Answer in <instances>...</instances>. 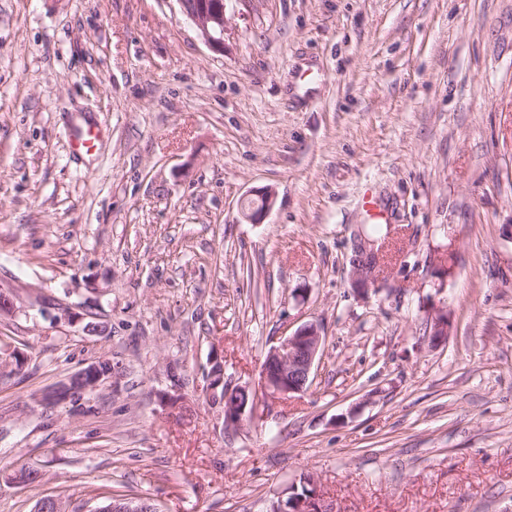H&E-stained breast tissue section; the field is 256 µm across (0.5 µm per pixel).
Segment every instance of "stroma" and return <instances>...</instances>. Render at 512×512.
<instances>
[{"instance_id":"1","label":"stroma","mask_w":512,"mask_h":512,"mask_svg":"<svg viewBox=\"0 0 512 512\" xmlns=\"http://www.w3.org/2000/svg\"><path fill=\"white\" fill-rule=\"evenodd\" d=\"M224 4L217 52L176 0H0V512H269L307 476L333 512H512V0ZM369 196L395 233L363 292ZM308 322V390L260 393ZM103 355L116 384L41 402ZM273 204V195L267 189L256 190L241 204L243 218L251 224H261ZM353 256L351 258V276L356 287L360 289L375 288L378 283V267L380 253L375 250V243L368 244L363 241H356ZM428 334L434 344H439L448 340L451 322L448 312L437 310L430 314ZM242 391L246 392V388L237 387L224 391V424L226 427L240 425L247 414L248 404H242L240 400H236ZM143 503H147L148 507L152 506L151 503L144 498ZM143 503L131 499L112 497L108 498L103 505L91 510V512H153L152 509H147Z\"/></svg>"}]
</instances>
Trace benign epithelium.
Returning a JSON list of instances; mask_svg holds the SVG:
<instances>
[{"instance_id": "1", "label": "benign epithelium", "mask_w": 512, "mask_h": 512, "mask_svg": "<svg viewBox=\"0 0 512 512\" xmlns=\"http://www.w3.org/2000/svg\"><path fill=\"white\" fill-rule=\"evenodd\" d=\"M181 14L195 27L204 43L215 51H224L225 12L224 0H176ZM273 204V195L267 189L256 190L241 204L243 218L251 224H260ZM380 253L364 241L354 245L351 258V276L355 286L374 288L378 283ZM451 322L448 312L437 310L430 314L428 334L433 343L448 340ZM323 336L314 323L300 326L293 334L284 337L273 347L261 370L264 391L271 396H285L305 392L310 386L311 376L319 356ZM106 359L98 358L86 368L70 377L58 387L51 398L57 401L82 400L99 386L112 381L116 370H106ZM244 388L237 387L224 391V424L238 426L247 414L248 404L241 403L237 396ZM306 492L298 494L292 490L286 498L273 503L270 512H333L315 481L306 478ZM35 512H67L62 499L46 496L39 499ZM92 512H153L141 502L131 499L109 498Z\"/></svg>"}]
</instances>
